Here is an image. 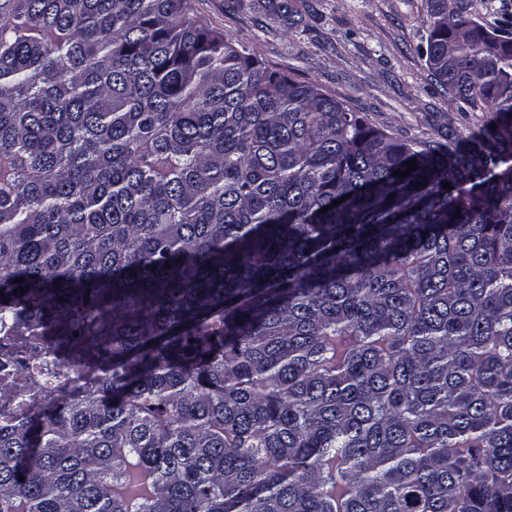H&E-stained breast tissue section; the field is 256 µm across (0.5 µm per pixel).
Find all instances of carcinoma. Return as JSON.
Listing matches in <instances>:
<instances>
[{
	"mask_svg": "<svg viewBox=\"0 0 512 512\" xmlns=\"http://www.w3.org/2000/svg\"><path fill=\"white\" fill-rule=\"evenodd\" d=\"M429 4L463 143L189 0H0V334L84 369L0 385V512H512V27Z\"/></svg>",
	"mask_w": 512,
	"mask_h": 512,
	"instance_id": "cac0c4a2",
	"label": "carcinoma"
}]
</instances>
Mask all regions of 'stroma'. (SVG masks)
<instances>
[{
  "label": "stroma",
  "mask_w": 512,
  "mask_h": 512,
  "mask_svg": "<svg viewBox=\"0 0 512 512\" xmlns=\"http://www.w3.org/2000/svg\"><path fill=\"white\" fill-rule=\"evenodd\" d=\"M206 28L229 34L270 69L312 81L372 126L407 141L483 120L433 79L422 48L427 0H190Z\"/></svg>",
  "instance_id": "35a3bbf8"
}]
</instances>
